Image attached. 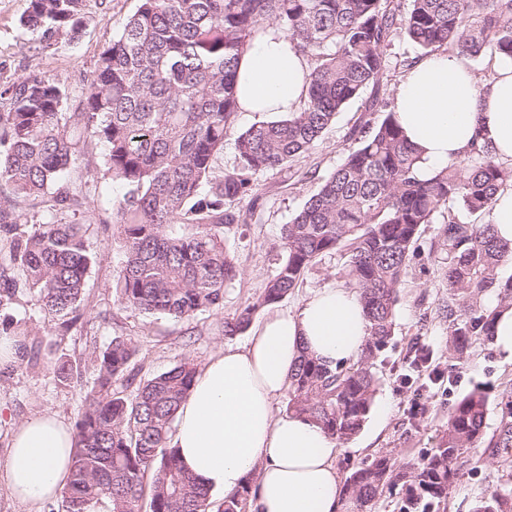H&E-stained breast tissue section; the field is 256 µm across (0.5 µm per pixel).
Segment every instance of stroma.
Here are the masks:
<instances>
[{
	"mask_svg": "<svg viewBox=\"0 0 512 512\" xmlns=\"http://www.w3.org/2000/svg\"><path fill=\"white\" fill-rule=\"evenodd\" d=\"M138 6L139 0H87L79 36L58 37L56 45L45 49L21 24L28 0H0V70L16 78L38 73L56 79L69 94L68 110H76L99 53ZM382 118V113L365 111L363 101L352 102L338 112L306 157L290 168L257 174L259 200L254 219L224 229V240L237 258L240 275L226 286L222 307L201 312L189 322L146 315L116 301L112 283L123 254L112 208L124 188L103 176V144L86 138L70 171V188L78 202L65 212L67 220L83 225L86 241L97 255L86 277L81 317L65 332L59 320L45 316L36 290L25 289L0 300V323H13L24 333L18 363L0 367V405L16 420L40 411L75 424L96 378L90 355L118 336L136 342L134 362L142 380L187 359L203 366L220 347L245 345L248 333L225 335V319L254 305L276 274L284 225L354 147L351 129ZM436 231V225H425L418 241V255L399 292L394 335L384 362L376 369L379 381L374 403L361 432L340 445L334 459L339 473H346L348 465L382 454L391 455L401 465L419 462L436 447L448 427L452 408L473 390H481L487 398L486 431L490 434L500 424L505 402L512 400V364L503 362L488 342L468 349L453 384H433L427 375L417 372L409 383L401 381L406 350L413 340L423 342L437 363L448 362V325L438 315L447 290L429 253ZM345 273L344 253L326 256L305 271L292 294L275 306L257 308L254 321L276 311L295 312L311 291L343 285ZM65 360L73 368L75 381L57 378V366ZM463 471L434 512H473L480 497L512 487V452L479 445L471 450Z\"/></svg>",
	"mask_w": 512,
	"mask_h": 512,
	"instance_id": "35a3bbf8",
	"label": "stroma"
}]
</instances>
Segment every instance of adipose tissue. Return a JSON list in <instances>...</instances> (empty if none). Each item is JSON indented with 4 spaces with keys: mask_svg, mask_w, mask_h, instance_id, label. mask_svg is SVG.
<instances>
[{
    "mask_svg": "<svg viewBox=\"0 0 512 512\" xmlns=\"http://www.w3.org/2000/svg\"><path fill=\"white\" fill-rule=\"evenodd\" d=\"M490 90L478 94V78L464 56L438 52L415 63L395 96L399 122L421 153L429 174L463 156L474 138L493 156L512 163V61L496 60ZM306 57L278 25L267 26L242 54L236 77L240 111L280 115L305 95ZM368 336L357 293L323 288L295 313L267 316L241 347L221 348L198 370L177 411L172 445L185 467L208 490L224 496L255 476L257 512H340L341 476L336 443L315 422L279 414L274 402L302 353L328 364L356 362ZM7 429L0 484L38 512L69 475L71 426L35 413Z\"/></svg>",
    "mask_w": 512,
    "mask_h": 512,
    "instance_id": "adipose-tissue-1",
    "label": "adipose tissue"
}]
</instances>
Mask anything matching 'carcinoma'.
<instances>
[{"label": "carcinoma", "mask_w": 512, "mask_h": 512, "mask_svg": "<svg viewBox=\"0 0 512 512\" xmlns=\"http://www.w3.org/2000/svg\"><path fill=\"white\" fill-rule=\"evenodd\" d=\"M85 0H29L23 25L45 47L60 35L81 31ZM270 23L278 24L307 57L309 86L285 118L260 122L235 140L236 165L217 177L215 158L233 126L238 105V59ZM424 52L452 51L512 60V0H139L122 31L100 52L94 76L76 112L46 75L18 77L0 88V289L14 295L35 289L48 313L71 327L78 319L85 278L95 263L79 224L52 211L20 228L21 202L55 190L70 198L65 178L80 153L82 129L105 146V175L125 188L112 210L123 261L116 301L147 315L190 321L224 303V288L239 276L224 243V225L247 219L240 203L256 204L255 176L289 167L308 152L337 112L377 86L391 65L384 54L397 33ZM365 111L383 112L372 126L355 127L357 146L283 227V257L256 302L224 321V335L244 332L260 308L276 304L297 287L316 260L341 248L348 254L344 287L355 291L369 323L357 362L330 366L311 354L290 373L287 411L317 423L336 442L362 429L377 390L376 362L394 332L399 288L417 254L421 228L456 203L492 215L497 194L512 187V164L474 140L463 157L427 177L406 139L394 102L376 95ZM177 220L193 226L176 235ZM429 253L448 288L440 307L454 354L494 336L496 308L512 303V244L492 222L448 217ZM138 352L130 339L115 338L93 351L97 376L75 424L71 471L62 492L63 512H252L255 476L215 503L181 464L171 436L177 411L193 384L196 367L185 360L132 384ZM409 367L442 381L432 353L415 342ZM487 400L474 390L448 417L438 446L412 466L388 455L348 466L342 512H374L393 487H406L400 512H424L447 498L463 476L468 450L485 436ZM512 448V404L489 440ZM474 512H512V489L484 496Z\"/></svg>", "instance_id": "obj_1"}]
</instances>
